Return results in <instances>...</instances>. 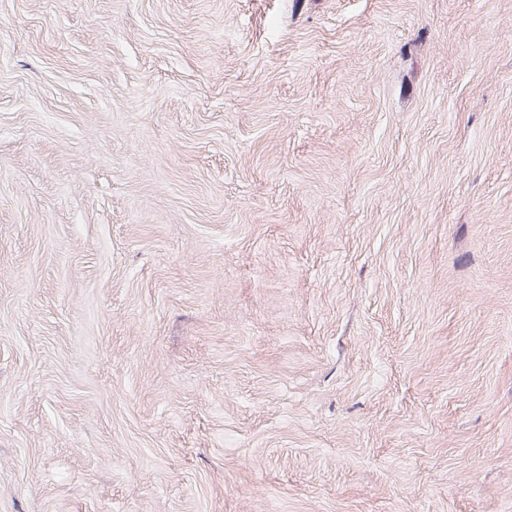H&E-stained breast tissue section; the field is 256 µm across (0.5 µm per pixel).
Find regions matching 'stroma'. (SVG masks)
Returning <instances> with one entry per match:
<instances>
[{
    "instance_id": "stroma-1",
    "label": "stroma",
    "mask_w": 512,
    "mask_h": 512,
    "mask_svg": "<svg viewBox=\"0 0 512 512\" xmlns=\"http://www.w3.org/2000/svg\"><path fill=\"white\" fill-rule=\"evenodd\" d=\"M0 512H512V0H0Z\"/></svg>"
}]
</instances>
